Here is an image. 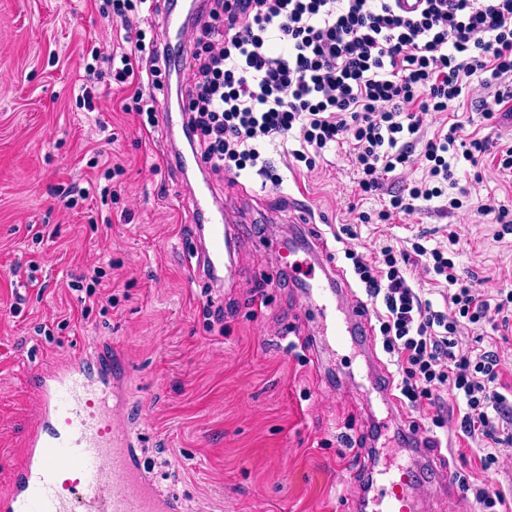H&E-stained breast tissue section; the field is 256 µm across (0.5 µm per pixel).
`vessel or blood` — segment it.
Instances as JSON below:
<instances>
[{
    "mask_svg": "<svg viewBox=\"0 0 512 512\" xmlns=\"http://www.w3.org/2000/svg\"><path fill=\"white\" fill-rule=\"evenodd\" d=\"M195 9L194 0H169L162 16L168 41H183ZM190 200L194 209L210 212L203 265L217 273L229 245L228 218L204 190H191ZM288 212L302 225L322 272L306 288L309 299L330 316L326 336L350 343L367 364H375L366 304L350 295L314 217L294 202ZM34 377V419L9 485L0 490V512H182L179 497L163 492L145 469L136 441L112 432L121 373L110 354L78 349L38 367ZM413 481L410 470L385 466L372 497L376 512H414Z\"/></svg>",
    "mask_w": 512,
    "mask_h": 512,
    "instance_id": "1",
    "label": "vessel or blood"
}]
</instances>
